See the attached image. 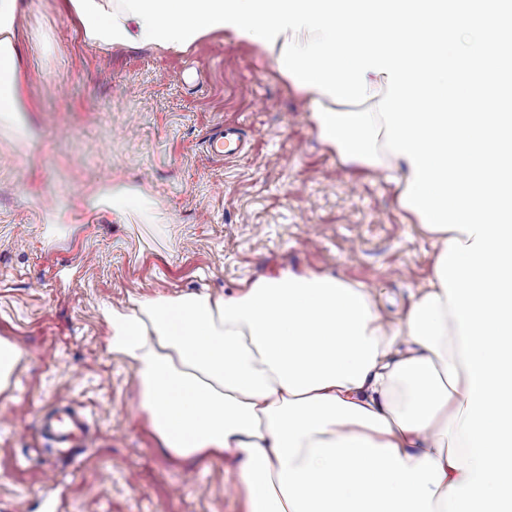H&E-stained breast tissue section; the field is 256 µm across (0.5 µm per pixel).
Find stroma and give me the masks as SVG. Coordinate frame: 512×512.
<instances>
[{
    "instance_id": "1",
    "label": "stroma",
    "mask_w": 512,
    "mask_h": 512,
    "mask_svg": "<svg viewBox=\"0 0 512 512\" xmlns=\"http://www.w3.org/2000/svg\"><path fill=\"white\" fill-rule=\"evenodd\" d=\"M24 110L0 123V337L25 352L0 394V512H242L232 464L172 462L105 315L157 295L224 294L286 268L362 284L389 321L426 285L434 247L384 175L318 140L305 100L259 47L213 34L187 51L84 40L61 0H18ZM222 122L251 150L212 158ZM109 185L153 200L164 227ZM85 447H48L58 398Z\"/></svg>"
}]
</instances>
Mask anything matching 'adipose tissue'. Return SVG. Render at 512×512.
<instances>
[{"label": "adipose tissue", "mask_w": 512, "mask_h": 512, "mask_svg": "<svg viewBox=\"0 0 512 512\" xmlns=\"http://www.w3.org/2000/svg\"><path fill=\"white\" fill-rule=\"evenodd\" d=\"M17 0H0V119L20 111ZM140 411L173 459L236 463L244 512H437L465 470L443 430L469 396L360 284L279 271L230 296L137 301L108 315Z\"/></svg>", "instance_id": "ef3b65f1"}]
</instances>
